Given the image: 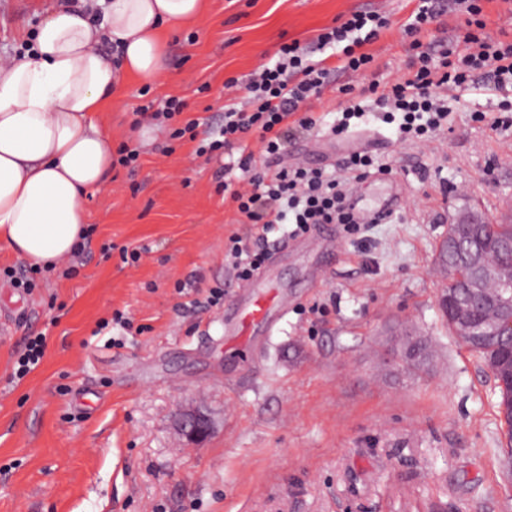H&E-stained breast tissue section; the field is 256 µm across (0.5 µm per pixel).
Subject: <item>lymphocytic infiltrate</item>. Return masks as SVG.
Wrapping results in <instances>:
<instances>
[{"instance_id": "obj_1", "label": "lymphocytic infiltrate", "mask_w": 512, "mask_h": 512, "mask_svg": "<svg viewBox=\"0 0 512 512\" xmlns=\"http://www.w3.org/2000/svg\"><path fill=\"white\" fill-rule=\"evenodd\" d=\"M462 14L467 30L461 41L435 49L420 35L444 12ZM479 0H418V6L403 24L412 55L407 72L394 82L369 81L360 91L344 87L349 105L332 126L333 135L342 136L353 120L374 116L397 127L400 142H425L448 127V101L461 91L472 89L475 74L485 76L486 88L503 91L512 87V40L484 35ZM387 15L375 10H354L338 18L336 25L321 30L313 51L298 42L282 44L274 63L261 64L251 73L243 101L228 99L224 122L214 130L199 133V123L191 119L171 132L172 138L200 139L199 154L225 156V177L240 173L247 189L231 191L236 210L251 224L254 247H247L239 234L228 238L225 258L241 280L249 279L266 258L270 233L284 229L298 235L318 224H340L353 230L357 221L347 206L352 186L372 174H388L390 166L377 163L366 153L345 156L339 174L322 168L289 164L285 146L296 132L311 131L317 120L301 111L311 96L321 95L332 80L334 69L365 75L374 60L367 47L390 28ZM331 52L337 67L313 59V52ZM255 134L261 146L253 153L246 137ZM266 159L264 168L255 165L256 155Z\"/></svg>"}]
</instances>
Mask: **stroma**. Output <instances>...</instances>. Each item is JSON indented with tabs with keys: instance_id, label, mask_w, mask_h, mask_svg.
I'll list each match as a JSON object with an SVG mask.
<instances>
[{
	"instance_id": "obj_1",
	"label": "stroma",
	"mask_w": 512,
	"mask_h": 512,
	"mask_svg": "<svg viewBox=\"0 0 512 512\" xmlns=\"http://www.w3.org/2000/svg\"><path fill=\"white\" fill-rule=\"evenodd\" d=\"M60 0H0V58L17 57ZM417 0H207L203 18L166 34L165 74L122 78L98 122L113 144L138 146L136 169L114 167L86 199L87 244L76 275L41 271L32 293L0 279V512H512L498 391L442 315L448 286L436 256L452 221L502 219L512 205V128L474 122L484 95L451 102L447 131L400 144L369 120L390 174L363 180L366 199L399 196L393 217L341 233L321 283L315 251L275 257L276 284L293 308L265 339L257 365L224 359L223 308L181 307L178 283L202 279L232 299L240 285L224 261L236 223L218 192L219 158L171 139L194 119L224 118V83L245 80L281 43L308 46L350 9H378L391 28L371 74L393 81L411 54L401 25ZM335 88L304 102L323 120L297 135L288 159L333 167L312 154L347 97ZM175 96L167 125L133 126L135 109ZM141 248L123 263L122 247ZM132 321L112 324L114 311ZM47 332L46 354L10 382L27 336ZM428 340L432 357L408 368L402 338ZM205 407L201 444L174 427L178 410Z\"/></svg>"
}]
</instances>
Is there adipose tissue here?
I'll return each instance as SVG.
<instances>
[{"instance_id":"1","label":"adipose tissue","mask_w":512,"mask_h":512,"mask_svg":"<svg viewBox=\"0 0 512 512\" xmlns=\"http://www.w3.org/2000/svg\"><path fill=\"white\" fill-rule=\"evenodd\" d=\"M205 0H80L52 11L30 51L0 60V246L52 268L85 233L88 193L104 189L112 135L93 115L121 75L163 70L164 35L196 21ZM114 44L118 60L102 53Z\"/></svg>"}]
</instances>
